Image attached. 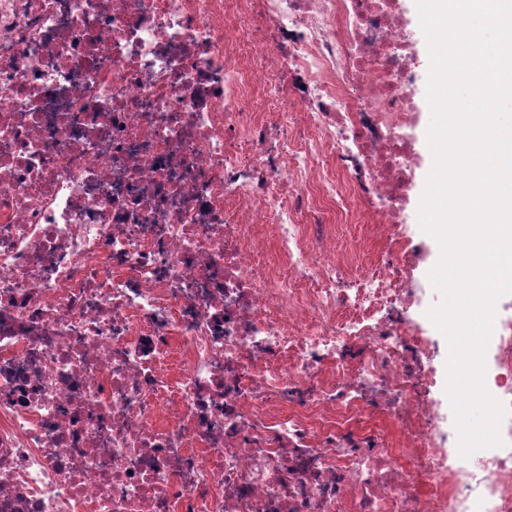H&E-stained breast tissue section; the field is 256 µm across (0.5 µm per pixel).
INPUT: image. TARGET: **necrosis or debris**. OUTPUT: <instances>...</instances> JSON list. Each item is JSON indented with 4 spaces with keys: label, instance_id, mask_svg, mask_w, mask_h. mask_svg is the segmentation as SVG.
<instances>
[{
    "label": "necrosis or debris",
    "instance_id": "4bbe7bcc",
    "mask_svg": "<svg viewBox=\"0 0 512 512\" xmlns=\"http://www.w3.org/2000/svg\"><path fill=\"white\" fill-rule=\"evenodd\" d=\"M406 29L400 0H0V512H512V413L433 441ZM340 183L393 248L360 280ZM485 383L512 410L511 313Z\"/></svg>",
    "mask_w": 512,
    "mask_h": 512
}]
</instances>
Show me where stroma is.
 I'll return each mask as SVG.
<instances>
[{
	"label": "stroma",
	"mask_w": 512,
	"mask_h": 512,
	"mask_svg": "<svg viewBox=\"0 0 512 512\" xmlns=\"http://www.w3.org/2000/svg\"><path fill=\"white\" fill-rule=\"evenodd\" d=\"M401 4L409 22L408 36L417 54V81L413 87V95L419 112L418 121L411 131L419 163L410 188L409 206L406 213L407 233L420 249V260L413 271L418 297L410 309V317L415 333L428 339L435 348L432 360L434 384L430 397L436 417L435 441L444 448L448 445V396L445 392L448 343L445 336L426 315L431 306L439 304L442 300L441 293L435 290L428 281V273L438 261L440 249L435 239L421 230L418 222V208L433 159L426 138L431 119V109L426 97L430 60L415 0H401ZM336 245L346 250L348 254L346 272L353 278L366 276L373 264L390 256L387 237L380 225L377 224L337 225Z\"/></svg>",
	"instance_id": "1"
}]
</instances>
